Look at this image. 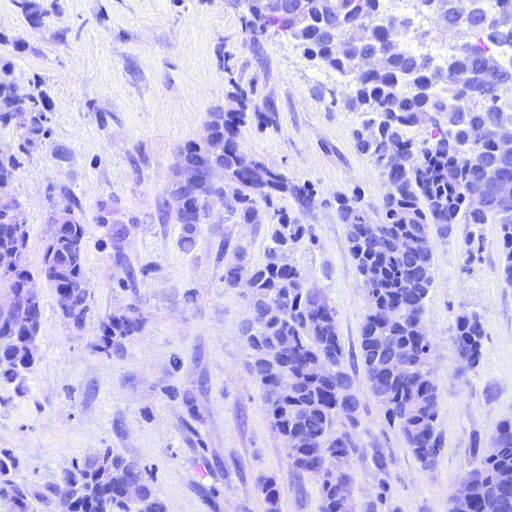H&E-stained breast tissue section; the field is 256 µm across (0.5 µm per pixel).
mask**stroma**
<instances>
[{"instance_id": "35a3bbf8", "label": "stroma", "mask_w": 512, "mask_h": 512, "mask_svg": "<svg viewBox=\"0 0 512 512\" xmlns=\"http://www.w3.org/2000/svg\"><path fill=\"white\" fill-rule=\"evenodd\" d=\"M33 2L37 27L20 0H0V66L39 94L45 115L35 137L20 120L0 121V151L19 158L0 195L22 212L34 271L54 214L72 209L85 229L89 312L74 324L41 283L35 364L23 379L0 383V451L16 462L13 479L41 491L109 449L138 463L167 512H265L262 477L282 489L279 512H318V484L289 470L252 371L250 296L224 285L235 250L265 262L269 224L243 223L218 204L187 246L180 225L161 217L178 151L202 139L214 113L245 107L276 120L248 119L241 150L314 191L305 208L289 195L257 207L286 211L310 229L294 259L336 310L361 401L352 430L355 512L372 502L377 512H448L477 450L512 417V286L500 272L498 225L455 224L433 240L424 324L444 447L425 468L386 422L361 363L366 294L336 198L358 195L377 222L387 187L381 167L356 148L365 116L348 107L345 82L285 34L250 36L236 0ZM116 224L128 230L119 245ZM131 303L143 330L103 348L105 321ZM464 312L479 314L485 331L472 368L453 352Z\"/></svg>"}]
</instances>
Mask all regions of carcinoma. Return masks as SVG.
Listing matches in <instances>:
<instances>
[{"label":"carcinoma","mask_w":512,"mask_h":512,"mask_svg":"<svg viewBox=\"0 0 512 512\" xmlns=\"http://www.w3.org/2000/svg\"><path fill=\"white\" fill-rule=\"evenodd\" d=\"M382 0H303V8L288 2V14L277 10L272 21L288 37L303 44L310 57L346 78L352 106L372 115L365 127L354 132L358 150L373 158L383 169L387 191L383 197V219L375 224L356 203L358 198L339 196L338 211L346 224L350 253L361 275H371L366 289L367 311L361 323L360 357L372 395L385 420L397 428L403 440L425 468L435 465L443 448L438 430V395L431 364V345L418 337L426 300L433 284V236H448L450 226L497 224L500 227L501 274L512 285V210L473 209L467 192L481 184L484 169L499 165L512 174V159L497 153L491 130L512 129V107L502 104L512 94V69L499 57L473 44L448 54L453 76L442 67L408 49V45L430 34L415 29L409 17L383 15ZM413 8L428 26L455 31L462 23L454 0H416ZM470 34L482 41L512 47V10H484L469 18ZM341 48L331 50V35ZM369 58L372 64L363 66ZM470 104L461 112L460 101ZM38 100L31 93L19 94L6 81L0 82V120L19 117L36 131ZM248 120L245 112L221 114L207 126L201 142L179 152L178 161L206 160L223 171L229 181L241 185L238 196L224 204L233 215L247 220L257 199L271 204L272 193L290 192L307 206L314 191L288 185V179L274 172L263 186L247 185L250 166L259 161L239 147L240 127ZM429 124L430 137L419 142L409 128ZM473 156L467 161L463 153ZM16 158L0 155V186L12 178ZM15 224L21 239L29 237L17 206L0 203V226ZM84 225L74 224L72 241L46 246L42 267L34 274L27 256H17L16 271L0 272V287L15 286V279L44 278L55 289L60 283L78 282L86 287L82 241ZM308 234L306 225L284 212L271 225L266 262L253 266L243 249L224 262V286L234 287L238 276L251 280L254 326L247 328L246 341L252 352V366L271 427L283 439L292 472L307 474L319 483V512H353L339 488L351 490L350 459L356 451L347 431L333 430L336 420L350 426L358 423L360 401L345 370V353L337 329L336 310L325 295L302 287V269L291 258L296 245ZM401 238L415 241L409 252L398 249ZM88 294L70 305L58 302L63 314L80 324L88 310ZM282 302L283 317L265 319V302ZM26 313L18 311L10 320H0V379L12 382L29 372L34 360L25 358ZM144 319L131 303L112 314L104 324L107 340L114 346L140 332ZM483 341L479 315L462 313L456 318L454 354L457 361L475 366L481 352L472 353L469 341ZM408 357L405 367L391 370V361ZM324 364L321 374H309L307 363ZM491 438L494 451L482 450L466 476L471 482L470 500L449 512H512V418L500 421ZM13 458L0 456V496L14 502V512H29V498L49 503L65 495L74 512H166L165 504L147 484L139 465L112 454L96 453L66 474L47 492L32 491L9 477ZM258 489L266 512H279L281 489L264 478Z\"/></svg>","instance_id":"obj_1"}]
</instances>
